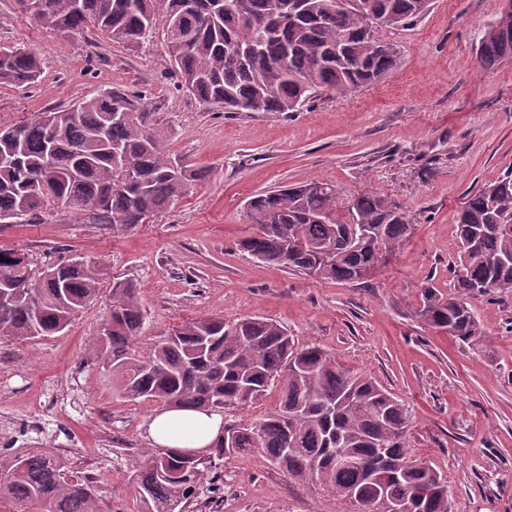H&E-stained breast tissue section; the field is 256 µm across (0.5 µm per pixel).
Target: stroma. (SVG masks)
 <instances>
[{"label": "stroma", "instance_id": "1", "mask_svg": "<svg viewBox=\"0 0 512 512\" xmlns=\"http://www.w3.org/2000/svg\"><path fill=\"white\" fill-rule=\"evenodd\" d=\"M503 7L432 0L420 21L376 27L398 51L388 76L282 114L203 106L169 74L161 34L134 48L88 33L62 38L18 0H0V44L32 48L43 63L37 86L0 85V125L101 88L139 90L160 106L172 156L208 172L153 223L116 233L59 208L41 224H0V249L40 269L92 261L107 281L133 283L147 313L145 346L200 317L278 321L297 345L319 344L409 407L408 443L447 479L451 512H512V289L470 301L488 338L483 352L417 317L424 289L453 287L467 192L512 172V60L486 71L476 56ZM312 179L394 200L415 224L409 244L357 282L310 279L240 250L256 229L245 210L252 195ZM107 298L100 293L63 335L0 339V417L37 422L45 447L71 448V465L98 455L101 498L137 512L129 475L157 406L116 397L111 374L90 359ZM220 471L224 512L349 510L258 454L225 459Z\"/></svg>", "mask_w": 512, "mask_h": 512}]
</instances>
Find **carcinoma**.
Masks as SVG:
<instances>
[{"label":"carcinoma","mask_w":512,"mask_h":512,"mask_svg":"<svg viewBox=\"0 0 512 512\" xmlns=\"http://www.w3.org/2000/svg\"><path fill=\"white\" fill-rule=\"evenodd\" d=\"M46 30L94 33L135 47L162 25L169 62L199 103L226 112H296L322 92L350 95L383 78L397 52L367 29L405 26L431 0H21ZM492 69L512 60V0L477 48ZM41 60L0 47V85L27 89ZM201 174L172 157L163 119L139 93L101 89L35 119L0 126V224H37L61 208L77 220L127 231L163 216ZM258 226L240 241L257 260L317 279L355 282L397 254L414 224L396 202L366 190L343 196L324 180L259 192L247 201ZM455 292H423L417 316L473 351L485 332L467 298L512 288V174L467 194L458 215ZM0 250V338L57 336L99 294L102 270L79 260L43 270ZM136 288L112 284L95 361L113 392L168 409L275 406L255 423L224 422L206 457L149 448L132 482L139 512H189L216 461L262 455L290 480L336 492L354 512H450L442 473L407 441L408 407L373 378L315 344L297 346L277 321L203 317L149 346ZM346 457L336 463L335 452ZM16 512H119L88 476L51 448L0 452V502Z\"/></svg>","instance_id":"cac0c4a2"}]
</instances>
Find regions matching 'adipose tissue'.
Returning a JSON list of instances; mask_svg holds the SVG:
<instances>
[{
	"label": "adipose tissue",
	"mask_w": 512,
	"mask_h": 512,
	"mask_svg": "<svg viewBox=\"0 0 512 512\" xmlns=\"http://www.w3.org/2000/svg\"><path fill=\"white\" fill-rule=\"evenodd\" d=\"M224 433V417L217 411L159 409L146 425L152 446L185 450L207 448Z\"/></svg>",
	"instance_id": "ef3b65f1"
}]
</instances>
